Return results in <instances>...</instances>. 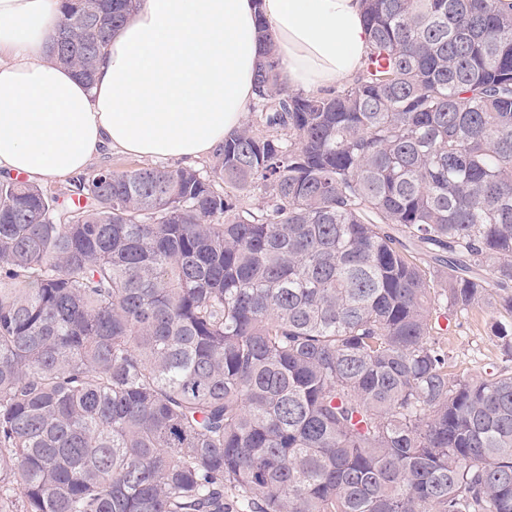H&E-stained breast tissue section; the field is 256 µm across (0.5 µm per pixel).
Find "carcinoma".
<instances>
[{
    "instance_id": "cac0c4a2",
    "label": "carcinoma",
    "mask_w": 512,
    "mask_h": 512,
    "mask_svg": "<svg viewBox=\"0 0 512 512\" xmlns=\"http://www.w3.org/2000/svg\"><path fill=\"white\" fill-rule=\"evenodd\" d=\"M132 6L60 0L55 62L92 82ZM364 21L303 93L259 19L205 172L0 180V512H512V0ZM477 307L472 376L440 320ZM493 322L477 308L450 324L443 340L448 355L461 372L484 375L505 364L501 351L503 340L495 336Z\"/></svg>"
}]
</instances>
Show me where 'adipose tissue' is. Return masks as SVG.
I'll use <instances>...</instances> for the list:
<instances>
[{
	"label": "adipose tissue",
	"mask_w": 512,
	"mask_h": 512,
	"mask_svg": "<svg viewBox=\"0 0 512 512\" xmlns=\"http://www.w3.org/2000/svg\"><path fill=\"white\" fill-rule=\"evenodd\" d=\"M363 0H136L92 83L49 60L58 0H0V175L77 176L118 150L193 161L242 124L257 22L288 87L335 90L368 51Z\"/></svg>",
	"instance_id": "obj_1"
}]
</instances>
